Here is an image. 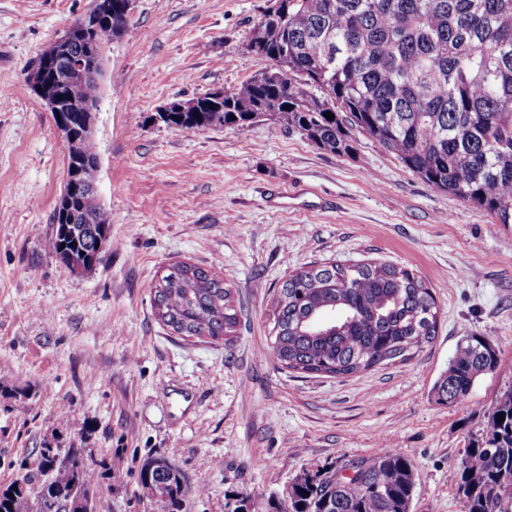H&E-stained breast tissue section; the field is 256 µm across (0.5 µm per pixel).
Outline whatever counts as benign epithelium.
<instances>
[{
    "label": "benign epithelium",
    "instance_id": "benign-epithelium-1",
    "mask_svg": "<svg viewBox=\"0 0 512 512\" xmlns=\"http://www.w3.org/2000/svg\"><path fill=\"white\" fill-rule=\"evenodd\" d=\"M111 11L110 0H95L85 15L39 53L28 75V83L47 109L60 116L56 126L68 156L74 159L57 204L64 215L84 189L95 188L99 159L96 155L86 158L85 146L92 141V115L98 101L86 95L85 80L91 78L101 84L104 44L97 32L100 20ZM78 37L86 42V54L79 57L69 53ZM56 507L61 512H71L74 507L80 512H97V495L93 490L75 487L57 496Z\"/></svg>",
    "mask_w": 512,
    "mask_h": 512
}]
</instances>
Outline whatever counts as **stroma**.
<instances>
[{"label": "stroma", "instance_id": "stroma-1", "mask_svg": "<svg viewBox=\"0 0 512 512\" xmlns=\"http://www.w3.org/2000/svg\"><path fill=\"white\" fill-rule=\"evenodd\" d=\"M93 0H0V488L33 449L93 452L98 512H163L137 483L162 456L185 476L182 512H233L297 474L385 448L410 456L412 512H465L459 463L512 390V224L432 189L368 135L331 153L274 120L175 130L178 100L265 69L246 45L269 0H134L104 52L93 144L110 225L78 273L48 251L68 156L27 81L39 52ZM379 260L416 272L438 333L406 361L347 376L283 370L268 355L276 293L293 271ZM215 273L232 341L172 333L152 290L170 265ZM478 334L499 367L466 408L433 387Z\"/></svg>", "mask_w": 512, "mask_h": 512}]
</instances>
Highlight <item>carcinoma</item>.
<instances>
[{
	"mask_svg": "<svg viewBox=\"0 0 512 512\" xmlns=\"http://www.w3.org/2000/svg\"><path fill=\"white\" fill-rule=\"evenodd\" d=\"M288 8L264 16L252 39L278 60L224 97L223 110L197 98L198 112H173L175 130L244 126L270 116L304 133L331 153L350 149L355 127L395 154L431 188L489 211L512 224V0H285ZM125 24L117 13L102 25L111 40ZM323 96L316 97L311 89ZM331 113L328 120L324 114ZM72 224L54 215L46 247L85 269L102 259L109 225L94 223L102 208L93 194L74 204ZM152 306L173 332L230 340L238 315L232 291L208 271L174 264L158 279ZM439 307L413 271L386 262L300 269L288 275L274 302L268 352L281 368L329 376L350 375L384 361L408 359L433 340ZM499 352L485 336L464 337L434 386L437 401L465 407L477 379L498 367ZM50 484L22 494L0 491V512H45L37 500L80 482L98 486L91 463L81 470L43 459ZM305 470L288 499L268 498L265 512H411L413 460L381 450L350 464ZM466 512L512 509V395L499 400L486 427L460 460ZM139 484L164 512H181L180 470L161 457L141 466Z\"/></svg>",
	"mask_w": 512,
	"mask_h": 512,
	"instance_id": "1",
	"label": "carcinoma"
}]
</instances>
